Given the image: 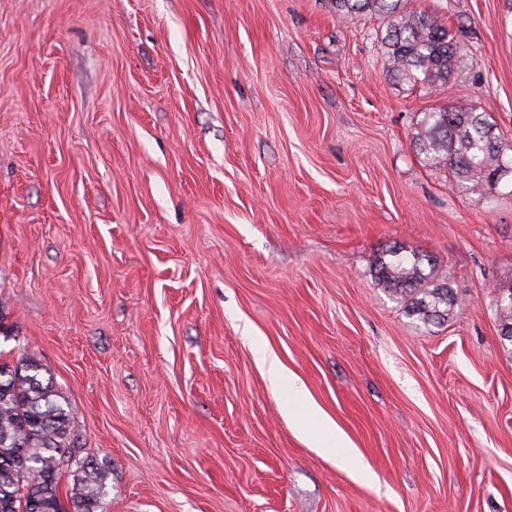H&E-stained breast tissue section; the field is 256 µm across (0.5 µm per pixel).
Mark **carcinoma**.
I'll list each match as a JSON object with an SVG mask.
<instances>
[{"instance_id": "carcinoma-1", "label": "carcinoma", "mask_w": 512, "mask_h": 512, "mask_svg": "<svg viewBox=\"0 0 512 512\" xmlns=\"http://www.w3.org/2000/svg\"><path fill=\"white\" fill-rule=\"evenodd\" d=\"M400 0H336L346 19L365 14L389 18L381 48L395 76L422 87L448 81L462 57L455 35L435 13L423 9L399 14ZM432 165L448 166L459 191L495 189L512 176L490 114L474 108L438 107L425 113L413 136ZM378 285L399 299L423 324H439L456 306L452 288L437 278L432 258L393 246L374 260ZM496 312L501 328L512 329V288L501 293ZM35 358L0 362V512H94L103 477L79 457L81 445L71 412ZM75 472L68 503L59 484Z\"/></svg>"}]
</instances>
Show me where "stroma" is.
Instances as JSON below:
<instances>
[{"label": "stroma", "mask_w": 512, "mask_h": 512, "mask_svg": "<svg viewBox=\"0 0 512 512\" xmlns=\"http://www.w3.org/2000/svg\"><path fill=\"white\" fill-rule=\"evenodd\" d=\"M426 7L467 48L432 92L334 0H0V358L46 367L99 512H512V189L413 146L446 106L512 146V8ZM395 245L448 321L378 285ZM255 341L377 484L289 423ZM378 285L399 299L423 324H439L453 312L456 298L448 282L437 278L429 255L393 246L374 260ZM428 268V272H427Z\"/></svg>", "instance_id": "1"}]
</instances>
